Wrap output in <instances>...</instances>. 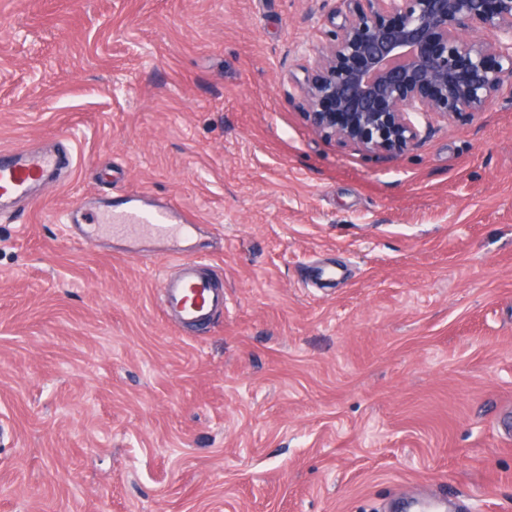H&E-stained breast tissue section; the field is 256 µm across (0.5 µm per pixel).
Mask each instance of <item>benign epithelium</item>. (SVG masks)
<instances>
[{"label": "benign epithelium", "instance_id": "obj_1", "mask_svg": "<svg viewBox=\"0 0 512 512\" xmlns=\"http://www.w3.org/2000/svg\"><path fill=\"white\" fill-rule=\"evenodd\" d=\"M304 53L288 98L310 128L386 160L512 88V0H339Z\"/></svg>", "mask_w": 512, "mask_h": 512}]
</instances>
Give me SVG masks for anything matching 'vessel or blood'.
<instances>
[{"mask_svg":"<svg viewBox=\"0 0 512 512\" xmlns=\"http://www.w3.org/2000/svg\"><path fill=\"white\" fill-rule=\"evenodd\" d=\"M60 164L74 168V153L69 151L64 157L57 158L35 151L0 152V197L30 199L35 180L48 168ZM105 215L113 234L129 239L145 233L160 238L186 239L194 231L191 220L171 204L145 209L133 199L121 207L106 208ZM178 265L180 272L177 276L160 281L166 310L187 327L209 323L213 315L224 308L223 288L205 274V261L188 255L182 257Z\"/></svg>","mask_w":512,"mask_h":512,"instance_id":"b4317fda","label":"vessel or blood"}]
</instances>
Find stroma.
Wrapping results in <instances>:
<instances>
[{
	"instance_id": "1",
	"label": "stroma",
	"mask_w": 512,
	"mask_h": 512,
	"mask_svg": "<svg viewBox=\"0 0 512 512\" xmlns=\"http://www.w3.org/2000/svg\"><path fill=\"white\" fill-rule=\"evenodd\" d=\"M322 6L0 0V150L77 159L0 212V512H512V90L341 147L288 101ZM130 195L193 237L66 231ZM208 264L194 256L178 261L180 272L160 281L166 310L183 326L197 327L211 321L217 311L224 309V288L204 274Z\"/></svg>"
}]
</instances>
